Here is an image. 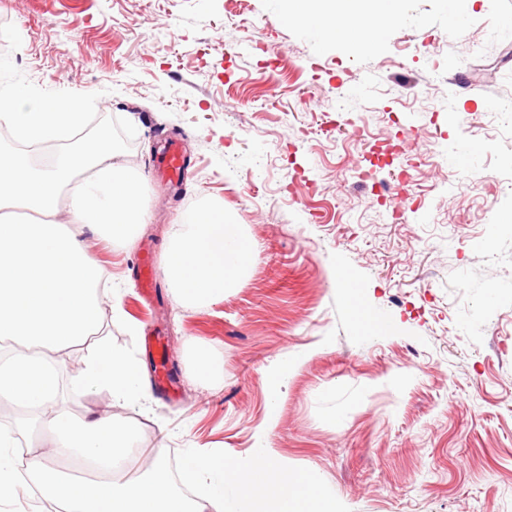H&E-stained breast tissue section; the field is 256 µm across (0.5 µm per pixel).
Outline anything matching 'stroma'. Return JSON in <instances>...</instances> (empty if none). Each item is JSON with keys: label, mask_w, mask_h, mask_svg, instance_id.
Instances as JSON below:
<instances>
[{"label": "stroma", "mask_w": 512, "mask_h": 512, "mask_svg": "<svg viewBox=\"0 0 512 512\" xmlns=\"http://www.w3.org/2000/svg\"><path fill=\"white\" fill-rule=\"evenodd\" d=\"M284 0H0V89L77 98L143 180L133 247L78 236L121 290L101 331L152 373L158 329L175 381L150 412L56 363L75 417L141 426L143 454L246 462L267 435L282 465L319 476L339 512H512V0H399L376 52L320 38ZM280 90L268 103V85ZM181 142L186 176L154 173ZM461 143L470 159L450 162ZM421 165L408 169L413 157ZM223 206L253 247L223 301L189 310L159 277L147 316L133 268L161 256L190 209ZM394 332L360 338L339 275ZM499 299L486 306L484 294ZM222 371L193 385L197 349ZM292 351L306 359L270 403Z\"/></svg>", "instance_id": "1"}]
</instances>
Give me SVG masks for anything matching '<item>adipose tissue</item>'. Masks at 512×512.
Listing matches in <instances>:
<instances>
[{"mask_svg":"<svg viewBox=\"0 0 512 512\" xmlns=\"http://www.w3.org/2000/svg\"><path fill=\"white\" fill-rule=\"evenodd\" d=\"M287 16L322 37L375 52L400 18L397 0H288ZM0 126L22 151L0 154V397L38 414L52 438L32 451L29 471L67 512H337L316 476L278 464L260 438L248 467L189 453L180 476L162 454L140 462L131 450L140 427L89 414L70 416L57 402V354L84 349L80 387H105L115 400L145 399L142 369L125 350L100 339L101 266L75 227L92 226L110 242L132 245L146 221L139 176L117 162L110 134L86 135L78 100L18 92L0 97ZM67 145L49 165L28 148ZM251 245L223 208L203 205L173 225L162 255L166 278L185 304L223 300L247 270ZM361 337L390 333L395 322L363 305L342 280Z\"/></svg>","mask_w":512,"mask_h":512,"instance_id":"adipose-tissue-1","label":"adipose tissue"}]
</instances>
